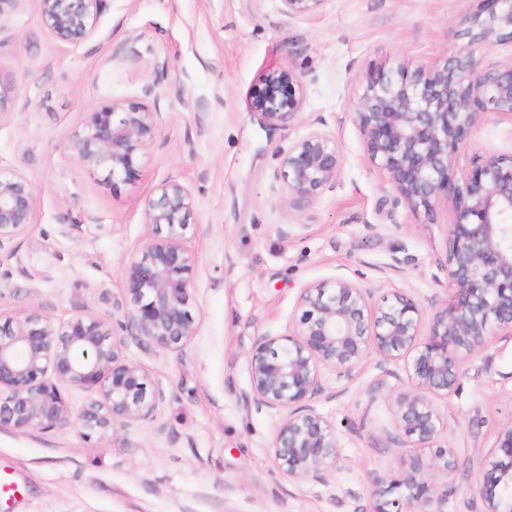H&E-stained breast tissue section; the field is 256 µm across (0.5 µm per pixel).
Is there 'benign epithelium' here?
<instances>
[{
	"mask_svg": "<svg viewBox=\"0 0 512 512\" xmlns=\"http://www.w3.org/2000/svg\"><path fill=\"white\" fill-rule=\"evenodd\" d=\"M290 17L315 15L323 0H281ZM44 28L61 44L94 39L108 0H38ZM512 44V0H479L440 61L393 75L374 72L352 112L368 161L388 176L403 206L432 221L442 200L453 201L448 224L450 301L428 321L417 304L395 291L379 305L370 289L347 277L308 284L298 296L302 314L286 334H265L248 356L246 405L280 415L270 453L290 480L321 478L336 467L340 442L311 405L322 392L321 372L350 376L365 357L407 360L414 389L397 397V440L403 448H435L434 461L415 460L399 479L373 481L370 512H447L448 491L429 470L455 467L452 453L434 447L444 430L429 395L457 389L464 361L498 329L512 330V155L478 154L461 182L448 178L468 129L482 114L512 123V60L487 63L498 45ZM304 87L291 68L264 73L250 109L271 125L301 112ZM311 122L310 131L280 153L286 204L299 206L336 188L342 148ZM157 132V112L146 102L114 100L94 109L70 151L85 166L129 180ZM34 188L18 171H0V241L33 224ZM195 202L180 182L160 184L145 199L148 234L127 258L122 280L134 308L124 319L92 312L56 324L33 310L0 323V428L50 431L69 426L109 440L151 417L160 392L148 388L143 367L125 359L122 332L133 326L148 343L183 351L197 333L189 289L196 268L186 231ZM92 390L73 411L59 384ZM499 460L483 472L484 512H512V424L499 429Z\"/></svg>",
	"mask_w": 512,
	"mask_h": 512,
	"instance_id": "1",
	"label": "benign epithelium"
}]
</instances>
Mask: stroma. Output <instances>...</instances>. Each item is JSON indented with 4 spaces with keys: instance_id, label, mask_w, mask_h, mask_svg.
Returning a JSON list of instances; mask_svg holds the SVG:
<instances>
[{
    "instance_id": "stroma-1",
    "label": "stroma",
    "mask_w": 512,
    "mask_h": 512,
    "mask_svg": "<svg viewBox=\"0 0 512 512\" xmlns=\"http://www.w3.org/2000/svg\"><path fill=\"white\" fill-rule=\"evenodd\" d=\"M474 0H323L291 18L281 0H109L96 37L59 44L37 0H0V168L23 173L36 193L27 234L0 242V316L40 309L55 323L81 311L120 316L130 253L147 235L143 202L169 179L195 200L187 239L197 268L190 295L198 333L183 352L126 339L127 360L166 398L117 440L61 430L0 428V472L16 491L0 512H369L375 477H401L427 448H401L395 401L411 385L406 359L368 354L351 377L329 368L315 410L340 450L323 478L291 481L269 453L276 411L245 406L247 357L266 333L299 319L304 285L359 279L381 299L396 288L423 310L450 298L447 226L407 208L381 211L394 193L367 162L351 114L371 67L429 65L453 43ZM288 67L304 85L299 114L282 126L250 110L261 74ZM115 99L158 114L134 178L111 182L68 150L90 111ZM341 143L336 189L284 205L279 154L315 118ZM512 154V123L488 114L472 126L454 175L474 155ZM439 440L456 468L438 473L448 512H482L479 482L512 422V332L488 337L466 360L457 390L436 398Z\"/></svg>"
}]
</instances>
